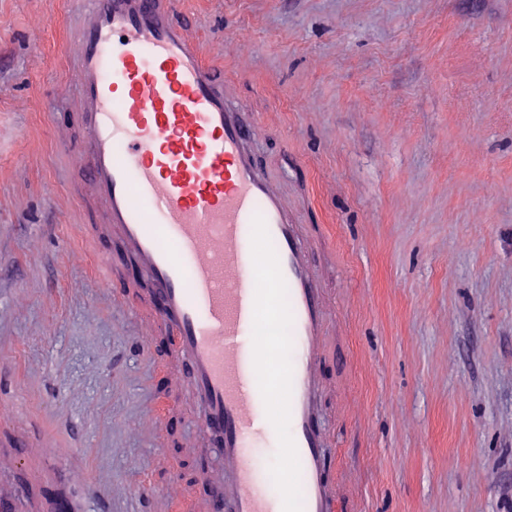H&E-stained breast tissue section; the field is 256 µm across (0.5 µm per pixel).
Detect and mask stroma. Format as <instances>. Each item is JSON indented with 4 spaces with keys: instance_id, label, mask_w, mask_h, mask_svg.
<instances>
[{
    "instance_id": "1",
    "label": "stroma",
    "mask_w": 512,
    "mask_h": 512,
    "mask_svg": "<svg viewBox=\"0 0 512 512\" xmlns=\"http://www.w3.org/2000/svg\"><path fill=\"white\" fill-rule=\"evenodd\" d=\"M77 0H0V500L209 512L174 339L94 267ZM300 223L344 512H512V0H180ZM249 45L239 48V35Z\"/></svg>"
}]
</instances>
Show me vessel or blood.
<instances>
[{"instance_id":"obj_1","label":"vessel or blood","mask_w":512,"mask_h":512,"mask_svg":"<svg viewBox=\"0 0 512 512\" xmlns=\"http://www.w3.org/2000/svg\"><path fill=\"white\" fill-rule=\"evenodd\" d=\"M73 29L78 51L77 144L90 200L109 233L94 235L97 270L118 279L112 243L134 260L160 326L175 341L200 429L214 445L224 483L212 512H337L322 424L318 368L328 328L323 288L304 233L272 175L256 161L252 126L224 93L178 20V0H84ZM288 290L289 353L280 339L258 347ZM270 464L295 470L270 480Z\"/></svg>"}]
</instances>
